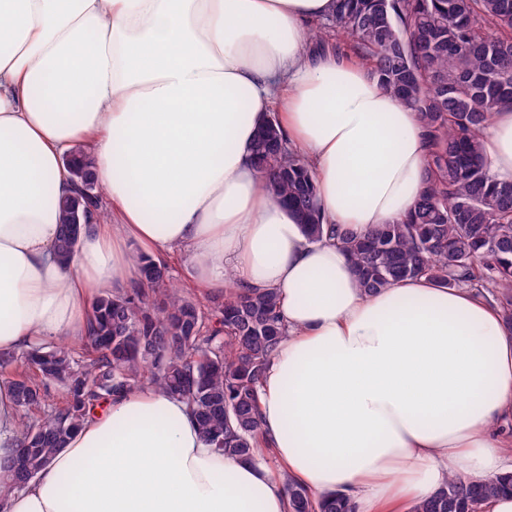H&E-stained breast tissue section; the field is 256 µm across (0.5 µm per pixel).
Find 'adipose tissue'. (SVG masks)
I'll return each mask as SVG.
<instances>
[{
  "instance_id": "adipose-tissue-1",
  "label": "adipose tissue",
  "mask_w": 512,
  "mask_h": 512,
  "mask_svg": "<svg viewBox=\"0 0 512 512\" xmlns=\"http://www.w3.org/2000/svg\"><path fill=\"white\" fill-rule=\"evenodd\" d=\"M334 0H0V351L80 341L92 302L136 280L132 250L184 257L209 295L274 291L286 334L259 388L265 455L224 457L185 402L147 384L96 409L7 512H289L292 478L356 512H408L449 476L484 483L512 438V328L425 277L374 294L266 188L252 145L276 117L327 223L400 220L422 187L417 113L363 66L314 49ZM481 142L512 180V109ZM84 146L111 213L56 259ZM0 379V466L19 445Z\"/></svg>"
}]
</instances>
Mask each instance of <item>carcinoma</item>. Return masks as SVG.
<instances>
[{
  "label": "carcinoma",
  "instance_id": "1",
  "mask_svg": "<svg viewBox=\"0 0 512 512\" xmlns=\"http://www.w3.org/2000/svg\"><path fill=\"white\" fill-rule=\"evenodd\" d=\"M323 24L352 40L380 87L420 116L428 143L423 189L412 212L356 235L325 223L309 164L288 148L271 118L255 156L268 187L297 217L305 235L325 236L349 253L358 282L373 294L426 276L441 287L478 285L512 326V181L489 174L481 132L493 113L512 108V0H335ZM79 152L69 154L86 203L61 205L56 256L73 260L83 224L76 207L98 210L102 189ZM136 286L93 304L83 354L65 345L0 352L11 373L22 429L16 457L0 483V512L84 423L99 401L152 384L185 401L204 441L224 456L257 457L263 430L258 388L286 334L276 294L243 291L208 304L170 284L167 264L137 251ZM63 393L61 404L50 388ZM512 491V471L474 484L452 475L411 512H481L492 496ZM290 512H353L343 497L314 496L285 480Z\"/></svg>",
  "mask_w": 512,
  "mask_h": 512
}]
</instances>
